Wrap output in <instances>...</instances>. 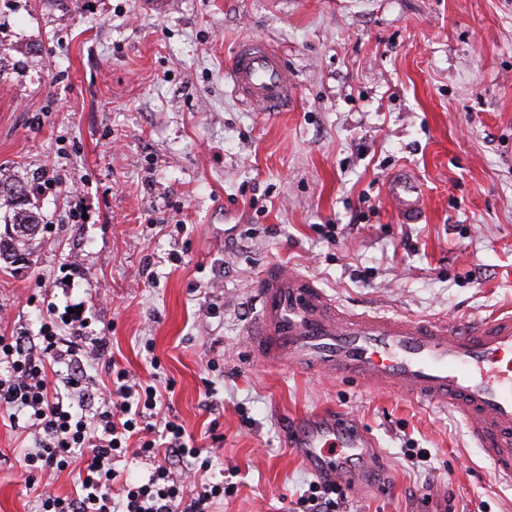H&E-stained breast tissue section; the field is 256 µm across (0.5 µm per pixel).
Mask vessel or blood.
I'll return each instance as SVG.
<instances>
[{
    "label": "vessel or blood",
    "instance_id": "b4317fda",
    "mask_svg": "<svg viewBox=\"0 0 512 512\" xmlns=\"http://www.w3.org/2000/svg\"><path fill=\"white\" fill-rule=\"evenodd\" d=\"M235 98L264 112L296 101L282 57L263 41L239 44L224 68ZM384 198L399 221L421 223L424 188L407 169L389 177ZM262 307L248 329L255 355L311 374L354 379L448 407L512 483V313L459 327L446 321L370 316L341 309L306 276L270 268L256 282ZM287 445L319 478L353 473L370 487L378 442L352 420L311 414L295 425Z\"/></svg>",
    "mask_w": 512,
    "mask_h": 512
}]
</instances>
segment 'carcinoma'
<instances>
[{
  "mask_svg": "<svg viewBox=\"0 0 512 512\" xmlns=\"http://www.w3.org/2000/svg\"><path fill=\"white\" fill-rule=\"evenodd\" d=\"M0 200L12 208L14 236L8 245H0V262L31 254L32 241L42 230L39 215L27 203V187L15 178H0Z\"/></svg>",
  "mask_w": 512,
  "mask_h": 512,
  "instance_id": "1",
  "label": "carcinoma"
}]
</instances>
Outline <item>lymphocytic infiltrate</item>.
<instances>
[{
  "label": "lymphocytic infiltrate",
  "mask_w": 512,
  "mask_h": 512,
  "mask_svg": "<svg viewBox=\"0 0 512 512\" xmlns=\"http://www.w3.org/2000/svg\"><path fill=\"white\" fill-rule=\"evenodd\" d=\"M105 350L104 339L86 338L81 326L62 335L51 317L37 335L0 336V415L25 417L37 436L36 448L19 463L27 477L44 478L41 512H212L224 486L204 482L185 496L173 470L200 451L188 446L177 420L155 426L162 406L157 386L134 380L113 360L111 391H97L85 364ZM92 399L98 402L94 412L77 414V406ZM128 455L153 462L144 482L128 484L117 469V460ZM66 470L74 472L80 490L60 496L51 480Z\"/></svg>",
  "instance_id": "obj_1"
}]
</instances>
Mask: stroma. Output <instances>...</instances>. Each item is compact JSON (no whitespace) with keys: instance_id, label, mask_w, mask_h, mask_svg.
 I'll use <instances>...</instances> for the list:
<instances>
[{"instance_id":"obj_1","label":"stroma","mask_w":512,"mask_h":512,"mask_svg":"<svg viewBox=\"0 0 512 512\" xmlns=\"http://www.w3.org/2000/svg\"><path fill=\"white\" fill-rule=\"evenodd\" d=\"M247 38L282 55L292 111L232 97ZM400 168L423 223L384 201ZM13 174L43 229L0 267V336L79 309L209 459L213 512H288L315 480L288 430L331 412L378 442L371 489L337 512H512L458 414L247 348L273 265L353 313L464 327L512 309V0H0ZM33 445L0 420V512L39 510L18 462Z\"/></svg>"}]
</instances>
